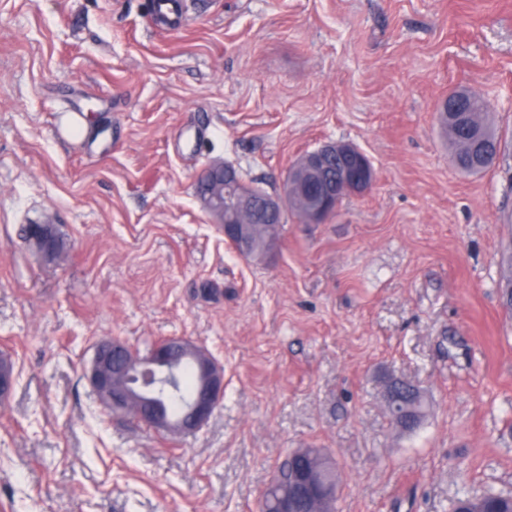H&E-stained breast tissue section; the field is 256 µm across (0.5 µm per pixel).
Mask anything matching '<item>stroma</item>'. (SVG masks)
Segmentation results:
<instances>
[{"instance_id": "obj_1", "label": "stroma", "mask_w": 512, "mask_h": 512, "mask_svg": "<svg viewBox=\"0 0 512 512\" xmlns=\"http://www.w3.org/2000/svg\"><path fill=\"white\" fill-rule=\"evenodd\" d=\"M0 0V512H259L298 448L336 512L512 494V0ZM486 97L495 166L459 174L438 105ZM376 173L324 224L241 257L195 194L212 160L280 192L305 152ZM54 225L45 258L26 239ZM205 345L224 399L170 436L111 414L95 345ZM425 416L392 424L391 379ZM153 11L156 20L160 21L167 28L173 29L182 26L188 19L187 14L182 16L176 0H153Z\"/></svg>"}]
</instances>
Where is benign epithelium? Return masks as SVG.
I'll return each mask as SVG.
<instances>
[{
	"label": "benign epithelium",
	"instance_id": "1",
	"mask_svg": "<svg viewBox=\"0 0 512 512\" xmlns=\"http://www.w3.org/2000/svg\"><path fill=\"white\" fill-rule=\"evenodd\" d=\"M374 179V167L360 148L325 143L303 155L288 170L282 193H266L258 198L240 189L237 174L229 164L213 160L198 178L204 186L198 200L224 228L225 239L239 243L245 251L246 225L280 224L293 203L302 208L303 223L323 224L337 211L340 201L363 194ZM30 241L46 255L54 253L44 227L32 226ZM183 360L194 365L200 382L193 393L181 399V412L174 417L163 411L156 398L177 392ZM84 376L107 410L130 414L173 435L200 430L224 397L223 367L203 346L180 338L157 342L142 357L117 338L103 339L97 343ZM407 397L409 389L400 382L386 390V402L391 406ZM290 481L288 491L276 500L278 512H325L339 491L338 484L328 481L314 463L292 473Z\"/></svg>",
	"mask_w": 512,
	"mask_h": 512
}]
</instances>
